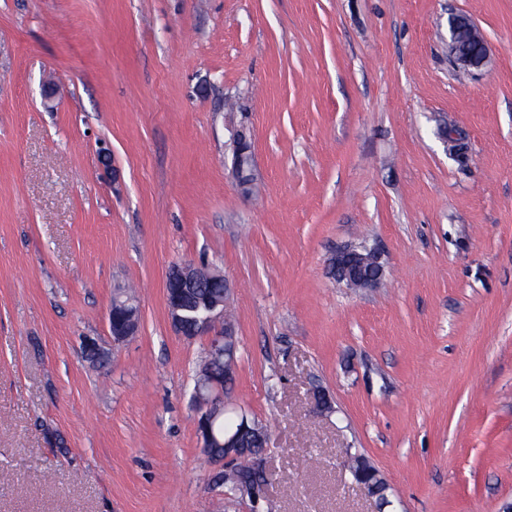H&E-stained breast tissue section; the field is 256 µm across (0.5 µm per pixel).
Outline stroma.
Instances as JSON below:
<instances>
[{
	"mask_svg": "<svg viewBox=\"0 0 512 512\" xmlns=\"http://www.w3.org/2000/svg\"><path fill=\"white\" fill-rule=\"evenodd\" d=\"M355 243L377 287L331 275ZM189 261L232 290L262 512H512V0H0V512H250L196 432L208 339L168 317ZM468 45L477 46V52L472 53L468 51ZM448 49L453 60L467 69H482L489 60L488 47L483 34L465 16H458L451 23ZM135 300L126 297L124 300H114L109 311V327L114 341L120 342L128 336H133L138 330V317L133 307Z\"/></svg>",
	"mask_w": 512,
	"mask_h": 512,
	"instance_id": "1",
	"label": "stroma"
}]
</instances>
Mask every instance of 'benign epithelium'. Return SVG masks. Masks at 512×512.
I'll return each instance as SVG.
<instances>
[{"label":"benign epithelium","instance_id":"1","mask_svg":"<svg viewBox=\"0 0 512 512\" xmlns=\"http://www.w3.org/2000/svg\"><path fill=\"white\" fill-rule=\"evenodd\" d=\"M448 49L453 60L467 69H481L489 60L483 34L465 16H459L451 23ZM330 269L334 277L358 283L364 288L377 286L384 272L377 252L369 248L360 251L354 246H346L337 251L330 261ZM220 278L222 275L190 262L177 265L167 277L166 300L173 329L186 338L209 336L210 357L224 359V377L217 378L210 370H205L196 381L193 398L199 403L196 431L202 447L224 449L220 461L224 462V479L228 480L235 477L236 465L246 460L260 474H265V451L251 447L249 443L263 444L267 441V434L244 411L238 414L235 428L224 431L219 429V423L226 413L224 382L233 377L237 351L234 327L224 319V298L228 297L229 288H224L221 297L206 302L209 309L207 317L191 329L186 325L183 294L199 287L205 280ZM134 305L135 300L131 297L114 301L109 311V327L113 340L120 342L137 332L139 322ZM348 468L355 482L369 495H375V486L361 456L350 457ZM242 492V499L249 501L257 509L260 502L266 499L267 481L247 484L242 487Z\"/></svg>","mask_w":512,"mask_h":512}]
</instances>
